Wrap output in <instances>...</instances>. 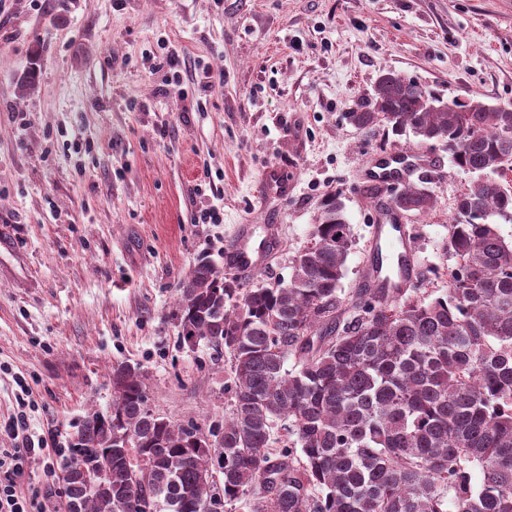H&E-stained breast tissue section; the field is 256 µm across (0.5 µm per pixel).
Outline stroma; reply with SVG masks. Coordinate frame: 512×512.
<instances>
[{
    "mask_svg": "<svg viewBox=\"0 0 512 512\" xmlns=\"http://www.w3.org/2000/svg\"><path fill=\"white\" fill-rule=\"evenodd\" d=\"M162 41L180 51V82L154 65ZM200 63L224 81L195 112ZM386 72L443 99L512 104V0H0V424L23 376L30 433L47 445L23 484L44 488L51 512H66L58 461L86 411L109 407L113 364L139 365L170 420L230 414L225 364L180 346L176 299L199 258L223 265L236 225L257 242L276 225L249 281L285 278L340 194L354 291L376 203L364 165L424 153L436 204L405 222L420 280L448 263V223L476 175L436 142L353 127ZM205 204L222 223H194Z\"/></svg>",
    "mask_w": 512,
    "mask_h": 512,
    "instance_id": "obj_1",
    "label": "stroma"
}]
</instances>
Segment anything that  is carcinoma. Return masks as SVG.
Here are the masks:
<instances>
[{
  "instance_id": "cac0c4a2",
  "label": "carcinoma",
  "mask_w": 512,
  "mask_h": 512,
  "mask_svg": "<svg viewBox=\"0 0 512 512\" xmlns=\"http://www.w3.org/2000/svg\"><path fill=\"white\" fill-rule=\"evenodd\" d=\"M350 119L439 141L481 174L448 224V287L345 293L353 240L334 194L287 280L245 285L199 259L178 284V340L228 356L230 417L175 423L148 407L139 366L113 365L112 404L62 457L77 512H201L248 495L251 512H512V241L490 221L512 219V188L486 177L512 167V106L445 102L388 72ZM392 204L422 216L435 200L410 185ZM104 459L106 487L89 494Z\"/></svg>"
}]
</instances>
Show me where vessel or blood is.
Masks as SVG:
<instances>
[{
  "label": "vessel or blood",
  "mask_w": 512,
  "mask_h": 512,
  "mask_svg": "<svg viewBox=\"0 0 512 512\" xmlns=\"http://www.w3.org/2000/svg\"><path fill=\"white\" fill-rule=\"evenodd\" d=\"M422 155L390 154L367 164L363 181L367 188L379 196L375 219L370 226V250L372 253H388L395 263L391 277H383L376 267H369L360 285L364 288H405L417 280L420 269L418 256L410 235L400 216L393 211L387 196L389 188L399 181L407 180L417 168L428 165ZM252 227L238 225L231 244L224 252V265L228 272L245 277L258 269L266 255L274 250L277 239L266 235L260 243L252 241Z\"/></svg>",
  "instance_id": "obj_1"
}]
</instances>
